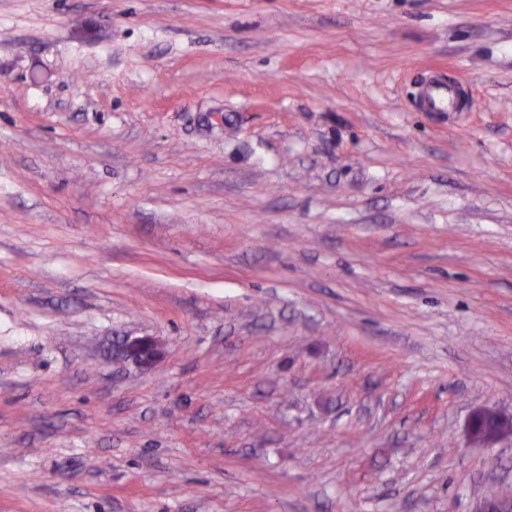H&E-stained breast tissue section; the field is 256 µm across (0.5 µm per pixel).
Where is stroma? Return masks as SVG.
I'll list each match as a JSON object with an SVG mask.
<instances>
[{
  "mask_svg": "<svg viewBox=\"0 0 512 512\" xmlns=\"http://www.w3.org/2000/svg\"><path fill=\"white\" fill-rule=\"evenodd\" d=\"M477 408L512 0H0V512H478ZM112 356L139 367H150L165 356L164 343L154 336H125Z\"/></svg>",
  "mask_w": 512,
  "mask_h": 512,
  "instance_id": "stroma-1",
  "label": "stroma"
}]
</instances>
